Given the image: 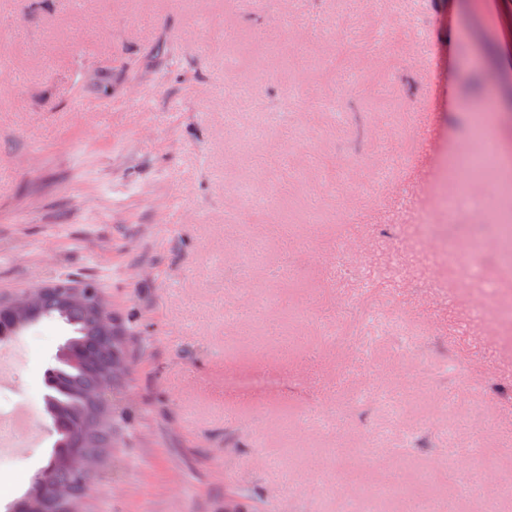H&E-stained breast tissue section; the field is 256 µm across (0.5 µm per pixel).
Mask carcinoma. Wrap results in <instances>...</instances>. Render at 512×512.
I'll return each mask as SVG.
<instances>
[{
  "mask_svg": "<svg viewBox=\"0 0 512 512\" xmlns=\"http://www.w3.org/2000/svg\"><path fill=\"white\" fill-rule=\"evenodd\" d=\"M74 285L68 280L48 285L38 310L26 318L9 313L21 296L0 300V343L45 318L59 319L72 331L45 373L44 408L56 440L46 465L8 512H82L91 481V474L82 471V458L105 461L134 419L119 400L128 377L109 373L117 357L129 355L124 333L120 326L110 328L102 321L107 310L102 299L74 302L68 292ZM58 485L71 489L70 498L60 503L52 497Z\"/></svg>",
  "mask_w": 512,
  "mask_h": 512,
  "instance_id": "1",
  "label": "carcinoma"
}]
</instances>
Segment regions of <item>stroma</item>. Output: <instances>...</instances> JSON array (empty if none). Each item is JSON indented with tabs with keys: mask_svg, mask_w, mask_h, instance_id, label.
Returning a JSON list of instances; mask_svg holds the SVG:
<instances>
[{
	"mask_svg": "<svg viewBox=\"0 0 512 512\" xmlns=\"http://www.w3.org/2000/svg\"><path fill=\"white\" fill-rule=\"evenodd\" d=\"M510 86L512 0H0V297L93 282L132 348L91 512H512V270L441 245L512 210L443 204L490 193L448 160ZM70 334L0 360V512ZM18 406L6 397L0 395V451L2 449L15 448L17 433L26 426L25 415L20 412Z\"/></svg>",
	"mask_w": 512,
	"mask_h": 512,
	"instance_id": "1",
	"label": "stroma"
}]
</instances>
